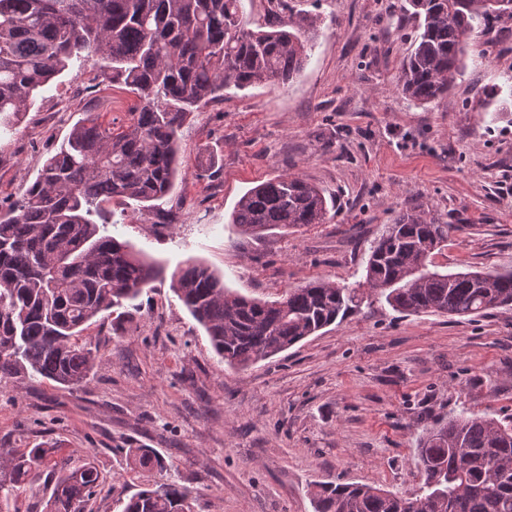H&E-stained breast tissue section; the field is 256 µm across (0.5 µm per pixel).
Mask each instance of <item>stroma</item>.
I'll use <instances>...</instances> for the list:
<instances>
[{
	"instance_id": "stroma-1",
	"label": "stroma",
	"mask_w": 512,
	"mask_h": 512,
	"mask_svg": "<svg viewBox=\"0 0 512 512\" xmlns=\"http://www.w3.org/2000/svg\"><path fill=\"white\" fill-rule=\"evenodd\" d=\"M284 2L318 28L303 72L195 110L162 211L114 206L110 234L164 273L124 320L90 326L99 362L87 381H0V446L51 440L70 464L94 459L102 481L86 512H122L133 494L171 482L194 512H314L312 486L329 481L408 497L427 428L464 409L512 417V308L406 315L376 301L238 369L172 291L173 270L190 258L264 301L315 278L358 286L373 242L413 209L454 226L437 269L512 268V23L476 36L447 96L417 105L396 85L418 33L405 0ZM106 70L97 56L74 62L17 134L0 138V205L87 113L117 128L140 106ZM287 175L322 190L330 219L239 234L230 217L241 196ZM134 448L152 449L167 471L141 468Z\"/></svg>"
}]
</instances>
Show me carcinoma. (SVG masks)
Wrapping results in <instances>:
<instances>
[{
	"instance_id": "1",
	"label": "carcinoma",
	"mask_w": 512,
	"mask_h": 512,
	"mask_svg": "<svg viewBox=\"0 0 512 512\" xmlns=\"http://www.w3.org/2000/svg\"><path fill=\"white\" fill-rule=\"evenodd\" d=\"M421 33L397 88L424 105L443 98L459 75L476 29L512 21V0H407ZM315 21H278L249 31L243 0H0V127L17 126L50 82L93 54L111 63L112 81L146 101L124 130L90 116L76 123L36 180L0 215V378L38 375L61 386L84 383L97 347L90 322L138 298L160 267L107 233L127 200L159 207L177 174L178 132L193 110L305 68ZM328 203L316 186L279 177L247 191L231 224L256 238L322 224ZM455 226L406 211L373 243L367 291L323 279L262 301L224 286L208 265L188 259L172 290L229 367L248 368L357 311L385 300L403 314L483 315L512 307V269L448 273L432 256ZM57 448H0V512ZM423 483L401 497L361 483H317L314 512H512V417L507 423L468 411L426 432L416 448ZM138 464L160 472L163 458L137 448ZM94 462L53 465L46 512H84L99 486ZM123 512H193L190 492L174 483L131 496Z\"/></svg>"
}]
</instances>
